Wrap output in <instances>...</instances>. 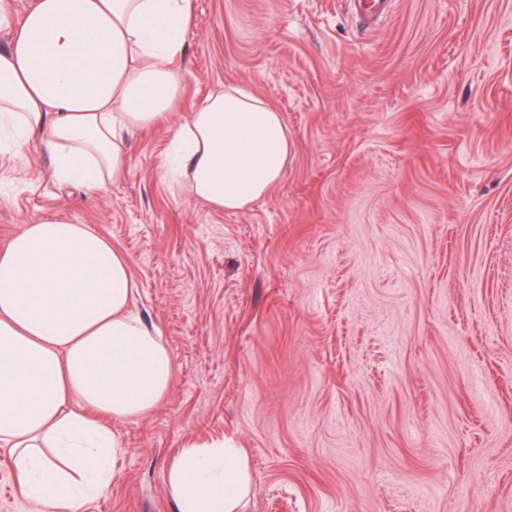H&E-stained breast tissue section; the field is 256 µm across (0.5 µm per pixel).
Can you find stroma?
Segmentation results:
<instances>
[{
    "label": "stroma",
    "mask_w": 512,
    "mask_h": 512,
    "mask_svg": "<svg viewBox=\"0 0 512 512\" xmlns=\"http://www.w3.org/2000/svg\"><path fill=\"white\" fill-rule=\"evenodd\" d=\"M190 0L172 118L107 191L0 156V246L39 217L130 263L169 395L110 421L118 474L81 512H177L165 473L231 439L244 512H512V0ZM234 84L280 112L288 167L216 211L164 170L171 131ZM0 447V512H32Z\"/></svg>",
    "instance_id": "stroma-1"
}]
</instances>
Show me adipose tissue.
I'll list each match as a JSON object with an SVG mask.
<instances>
[{
  "mask_svg": "<svg viewBox=\"0 0 512 512\" xmlns=\"http://www.w3.org/2000/svg\"><path fill=\"white\" fill-rule=\"evenodd\" d=\"M190 23V0H35L19 20L0 0V140L47 152L57 182L105 189L130 137L178 102ZM289 151L280 113L228 85L178 125L163 165L196 200L238 211L282 179ZM136 291L88 224L42 219L0 249V447L33 512H80L107 490L122 444L99 416L142 417L172 388L173 355L133 314ZM166 483L178 512H238L251 490L223 440L182 448Z\"/></svg>",
  "mask_w": 512,
  "mask_h": 512,
  "instance_id": "ef3b65f1",
  "label": "adipose tissue"
}]
</instances>
